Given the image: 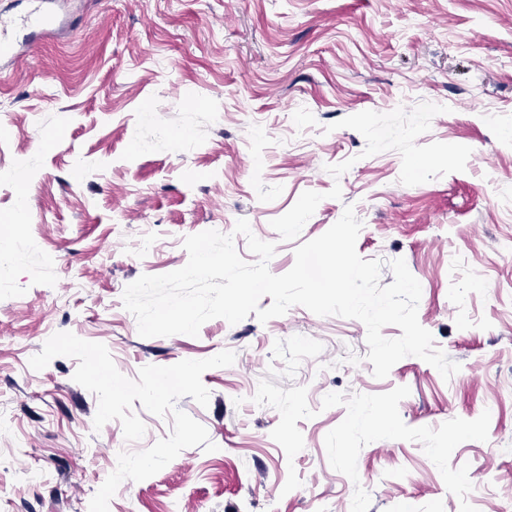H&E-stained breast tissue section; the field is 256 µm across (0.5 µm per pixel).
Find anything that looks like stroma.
Masks as SVG:
<instances>
[{
    "label": "stroma",
    "mask_w": 512,
    "mask_h": 512,
    "mask_svg": "<svg viewBox=\"0 0 512 512\" xmlns=\"http://www.w3.org/2000/svg\"><path fill=\"white\" fill-rule=\"evenodd\" d=\"M68 19L0 75V512H88L120 452L168 437L172 417L134 405L144 437L93 425L78 361L29 365L57 332L107 346L136 378L230 350L202 375L208 406H176L214 452L184 449L122 482L109 512H460L420 443L379 440L358 481L324 439L346 409L330 392L406 386L411 427L489 412L487 441L453 451L477 512H512V0H57ZM353 206L367 260L404 259L418 320L459 364L443 379L408 356L386 378L366 327L295 306L260 322L144 338L122 302L141 275L182 268L184 237L247 220L275 243L273 274ZM304 386L294 457L271 437L260 380ZM299 488L284 492L289 471Z\"/></svg>",
    "instance_id": "obj_1"
}]
</instances>
